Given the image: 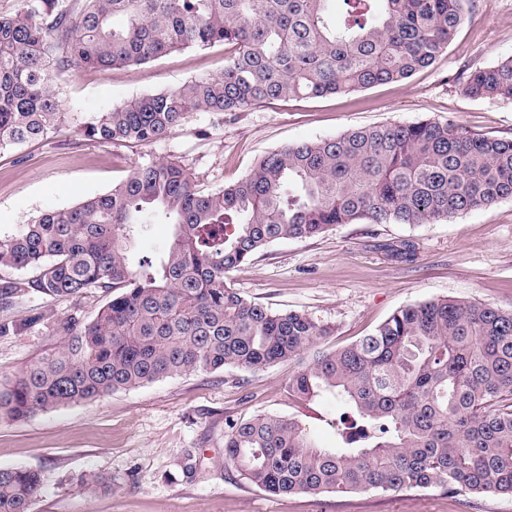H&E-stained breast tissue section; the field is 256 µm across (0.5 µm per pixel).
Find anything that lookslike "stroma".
Wrapping results in <instances>:
<instances>
[{"label":"stroma","instance_id":"obj_1","mask_svg":"<svg viewBox=\"0 0 512 512\" xmlns=\"http://www.w3.org/2000/svg\"><path fill=\"white\" fill-rule=\"evenodd\" d=\"M512 56V0H474L470 18L427 68L411 77L351 94L273 101L246 112H194L160 142H92L80 131L93 113L224 70V48L185 49L139 66L102 74H60L67 117L46 138L0 151V234L41 213L106 193L135 165L179 162L201 189L223 188L269 152L295 142L336 137L390 122L422 120L512 137V99L464 93L457 73ZM413 244L402 257L401 242ZM232 288L274 310H296L333 329L321 347L336 350L373 332L394 311L437 297L512 309V199L431 224H339L310 238L279 240L248 266L228 274ZM103 290L68 301L32 293L7 314L0 335V379L61 349L50 324L26 326L36 313L92 320L108 300ZM292 364L258 373L235 368L195 372L0 426V467L42 471L32 512H512L510 495L307 493L273 497L222 473L231 423L261 413L290 416L324 448L336 445L341 408L332 395L298 401L288 383ZM199 460L194 477L179 462ZM105 474L108 493L82 481Z\"/></svg>","mask_w":512,"mask_h":512}]
</instances>
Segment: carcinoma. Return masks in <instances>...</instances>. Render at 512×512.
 <instances>
[{
    "label": "carcinoma",
    "mask_w": 512,
    "mask_h": 512,
    "mask_svg": "<svg viewBox=\"0 0 512 512\" xmlns=\"http://www.w3.org/2000/svg\"><path fill=\"white\" fill-rule=\"evenodd\" d=\"M22 0L0 16V149L65 118L57 76L107 73L172 51L224 45V71L97 112L90 140L151 145L191 112H246L292 98L349 94L430 66L473 0ZM473 98H512V57L466 72ZM512 198V139L451 123H393L284 146L238 181L205 192L175 161L136 166L112 190L48 210L0 236V312L36 292L112 296L50 357L0 381V424L119 390L226 367L299 363L300 401L328 392L343 409L334 448L292 417L230 425L224 471L271 496L462 488L512 496V310L434 298L396 310L333 352L331 327L231 288L227 272L278 240L337 224H427ZM173 225L155 259L131 261L149 223ZM32 468H0V512H30Z\"/></svg>",
    "instance_id": "carcinoma-1"
}]
</instances>
